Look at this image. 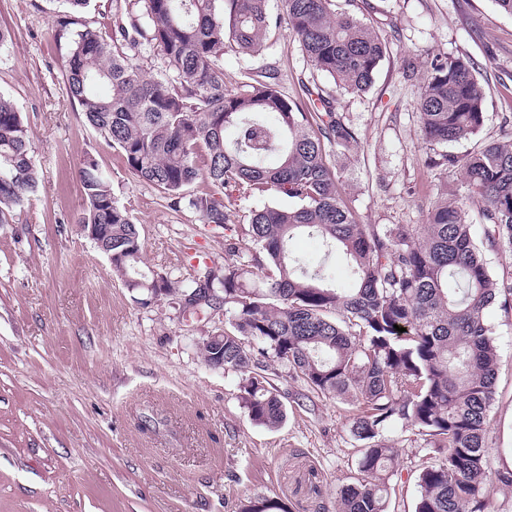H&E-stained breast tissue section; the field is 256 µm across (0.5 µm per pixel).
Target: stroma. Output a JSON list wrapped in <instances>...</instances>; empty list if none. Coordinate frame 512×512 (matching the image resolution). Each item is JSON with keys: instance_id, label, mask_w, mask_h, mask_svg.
Listing matches in <instances>:
<instances>
[{"instance_id": "stroma-1", "label": "stroma", "mask_w": 512, "mask_h": 512, "mask_svg": "<svg viewBox=\"0 0 512 512\" xmlns=\"http://www.w3.org/2000/svg\"><path fill=\"white\" fill-rule=\"evenodd\" d=\"M379 35L388 52L373 86L340 90L316 72L298 36L280 25L260 50L225 48L228 88L245 73L277 72L282 94L319 88L358 134L329 145L345 200L363 224H423L456 176L432 166L418 99L433 58H470L486 87L479 137L449 144L463 155L501 140L512 122V16L493 0H337ZM130 0H89L82 18L105 40L126 24ZM56 0H0V94L28 127L39 171L35 191L0 224V512H236L241 500L274 498L288 512H334L356 470L355 406L305 394L286 374L274 383L287 418L270 430L249 421L240 375L212 369L197 344L224 330L223 310L189 318L169 300L144 307L76 222L80 170L96 158L143 242L142 264L189 281L188 254L216 266L224 230L171 207L139 181L120 152L84 121L69 97L64 63L73 33L54 27ZM500 354L490 410L488 464L512 451V310H487ZM398 450L389 512H412L416 477L435 458L417 429L384 433Z\"/></svg>"}]
</instances>
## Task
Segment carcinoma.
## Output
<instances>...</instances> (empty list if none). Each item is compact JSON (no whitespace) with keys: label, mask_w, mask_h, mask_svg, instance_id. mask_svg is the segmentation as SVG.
I'll return each instance as SVG.
<instances>
[{"label":"carcinoma","mask_w":512,"mask_h":512,"mask_svg":"<svg viewBox=\"0 0 512 512\" xmlns=\"http://www.w3.org/2000/svg\"><path fill=\"white\" fill-rule=\"evenodd\" d=\"M60 31L76 24L87 0H57ZM118 30L161 54L165 76L147 78L132 58L85 25L65 60L69 93L88 124L119 150L136 178L173 205L186 204L204 224L229 232L234 262L197 265L188 283L143 270L142 242L130 212L118 205L97 161L81 170L84 208L78 223L104 224L112 270L149 305L169 298L183 313L224 306V347L198 348L214 369L241 375L239 398L249 419L279 428L286 410L267 376L274 364L310 392L359 406L350 420L358 442L356 473L336 498V512H387L388 474L397 450L384 431L400 422L424 436L438 464L417 477L413 512H490L487 486L512 487V473L488 469L487 433L499 352L487 308H512V280L491 274L485 253L512 252V132L457 156L443 154L465 194H443L425 224H361L342 197L326 144L357 134L335 113L312 112L306 99L280 92L271 71L248 74L234 90L224 77V46L256 52L278 25L268 0H138ZM285 21L319 72L346 92L373 85L386 46L334 0H283ZM486 90L470 59L430 61L419 100L421 131L431 145L479 135ZM277 156L275 165L268 159ZM202 190H193L198 182ZM37 184L27 126L0 95V224ZM268 192L292 206L252 211L230 223L232 201ZM477 204L484 237L476 241L463 206ZM340 251L352 284L343 288L291 253L296 233ZM252 243L241 247V242ZM403 328L399 332L395 327ZM238 512H287L257 496Z\"/></svg>","instance_id":"carcinoma-1"}]
</instances>
